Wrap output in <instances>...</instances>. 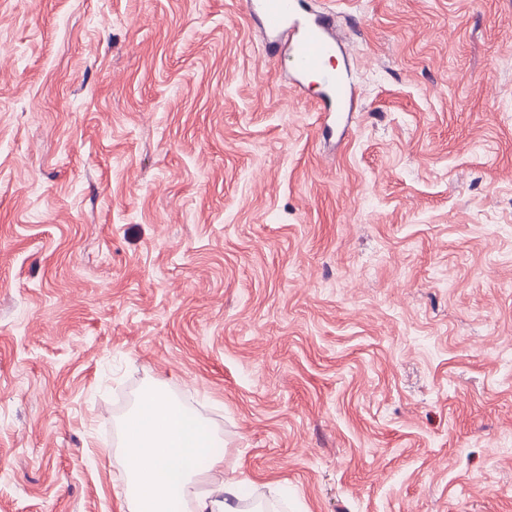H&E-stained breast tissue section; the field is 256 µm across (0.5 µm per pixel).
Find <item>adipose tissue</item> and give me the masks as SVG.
<instances>
[{"label":"adipose tissue","instance_id":"adipose-tissue-1","mask_svg":"<svg viewBox=\"0 0 512 512\" xmlns=\"http://www.w3.org/2000/svg\"><path fill=\"white\" fill-rule=\"evenodd\" d=\"M222 440L198 415L158 387L142 393L124 429L125 497L131 512H171Z\"/></svg>","mask_w":512,"mask_h":512}]
</instances>
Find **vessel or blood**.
I'll use <instances>...</instances> for the list:
<instances>
[{"label":"vessel or blood","instance_id":"1","mask_svg":"<svg viewBox=\"0 0 512 512\" xmlns=\"http://www.w3.org/2000/svg\"><path fill=\"white\" fill-rule=\"evenodd\" d=\"M248 10L271 41L286 37L289 68L299 77L318 79L323 88L321 106L344 112L350 89L346 70L335 64L343 53V43L332 27L331 16L309 15L301 0H248Z\"/></svg>","mask_w":512,"mask_h":512}]
</instances>
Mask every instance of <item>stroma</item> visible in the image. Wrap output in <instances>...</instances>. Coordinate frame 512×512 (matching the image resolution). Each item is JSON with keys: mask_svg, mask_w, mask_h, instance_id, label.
Wrapping results in <instances>:
<instances>
[{"mask_svg": "<svg viewBox=\"0 0 512 512\" xmlns=\"http://www.w3.org/2000/svg\"><path fill=\"white\" fill-rule=\"evenodd\" d=\"M0 0V512H129L150 385L238 512H512V0ZM248 10L264 28L272 43L280 36L288 41V68L300 77L314 76L323 87L320 106L345 111L350 89L347 72L335 66L343 43L331 26L332 16H311L301 0H249Z\"/></svg>", "mask_w": 512, "mask_h": 512, "instance_id": "35a3bbf8", "label": "stroma"}]
</instances>
